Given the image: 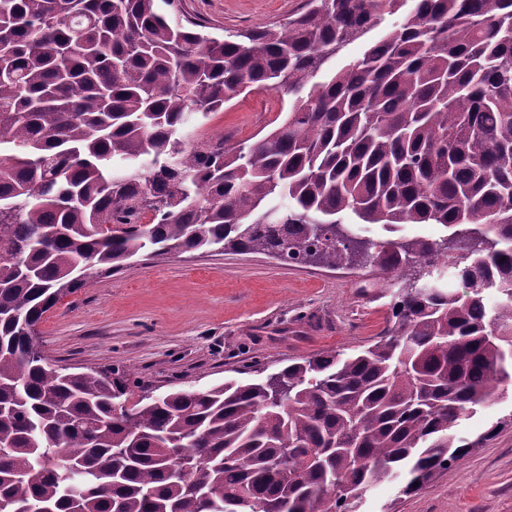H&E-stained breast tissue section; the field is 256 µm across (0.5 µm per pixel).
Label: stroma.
Returning <instances> with one entry per match:
<instances>
[{"instance_id":"1","label":"stroma","mask_w":512,"mask_h":512,"mask_svg":"<svg viewBox=\"0 0 512 512\" xmlns=\"http://www.w3.org/2000/svg\"><path fill=\"white\" fill-rule=\"evenodd\" d=\"M305 0H179L182 14L223 38L278 25ZM287 95L244 92L184 129L189 142L225 138L250 144L278 127ZM411 269L390 285L371 264L330 269L290 266L263 253L227 251L137 257L116 272L90 271L82 288L63 296L38 325L39 347L78 370L132 369L144 392L203 389L257 366L278 372L290 361L326 351L353 352L386 329L396 289L419 277ZM457 431L474 441L461 463L403 495L399 482L369 489L356 512H512V388Z\"/></svg>"}]
</instances>
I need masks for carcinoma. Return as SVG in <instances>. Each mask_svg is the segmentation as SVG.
<instances>
[{"label":"carcinoma","mask_w":512,"mask_h":512,"mask_svg":"<svg viewBox=\"0 0 512 512\" xmlns=\"http://www.w3.org/2000/svg\"><path fill=\"white\" fill-rule=\"evenodd\" d=\"M159 1L174 4L0 0V248L20 255L0 258V512H353L385 480L419 491L474 448L459 419L512 382V0H306L224 39ZM247 89L293 96L281 125L234 151L187 143L193 115ZM366 224L453 229L464 291L440 244L374 243ZM149 249L431 270L374 345L295 361L274 386L128 409L130 371L27 357L87 271ZM398 18L399 14L388 16L382 26L367 33L362 39L348 45L342 54L329 62L327 72L335 70L338 71L348 62L349 59L360 56L368 45L378 41L383 36L386 28H388V26Z\"/></svg>","instance_id":"1"}]
</instances>
